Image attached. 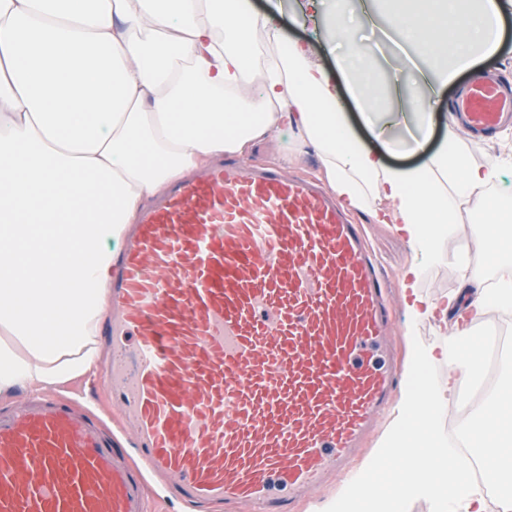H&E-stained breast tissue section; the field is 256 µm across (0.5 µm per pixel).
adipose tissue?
<instances>
[{
	"instance_id": "adipose-tissue-1",
	"label": "adipose tissue",
	"mask_w": 512,
	"mask_h": 512,
	"mask_svg": "<svg viewBox=\"0 0 512 512\" xmlns=\"http://www.w3.org/2000/svg\"><path fill=\"white\" fill-rule=\"evenodd\" d=\"M345 4H330L340 14L339 36L327 43L330 70L284 35L278 0L263 11L251 0H0V400L93 375L113 244L127 224L171 181L220 155L250 161L258 142L283 129L295 141L279 164L315 153L318 178L344 208L393 225L423 258L461 254L449 244L461 218L478 248L487 225L512 222V199L494 193L497 163L472 164L453 120L415 98L396 94V111L414 113L419 129L442 122L447 134L419 164H384L382 152L400 141L369 111L378 87L356 67L368 49L355 34L373 17ZM391 12L398 34L429 58L416 76L433 98L502 54L512 0H392ZM337 71L344 84L334 83ZM346 95L378 129L381 151L351 130ZM458 274L460 289L446 302H406L410 318L437 315L458 330L512 306L511 261L498 266L494 288L481 266L460 263ZM56 326L63 341L46 343ZM436 359L435 347L408 344L410 385L368 462L389 468L392 490L350 482L341 492L347 512L389 493L404 503L410 489L448 512H483L469 479L443 468L448 448L433 437L436 409L456 400L462 379L479 377L478 364L457 356L441 389L422 390L417 373ZM460 430L491 478L512 475L511 384ZM436 464L437 479L423 483Z\"/></svg>"
}]
</instances>
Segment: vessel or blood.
Masks as SVG:
<instances>
[{
  "label": "vessel or blood",
  "instance_id": "vessel-or-blood-1",
  "mask_svg": "<svg viewBox=\"0 0 512 512\" xmlns=\"http://www.w3.org/2000/svg\"><path fill=\"white\" fill-rule=\"evenodd\" d=\"M473 140L512 83L464 87ZM102 381L140 467L81 408L0 409V512H148L146 478L228 512H291L347 471L390 406L392 306L363 225L323 184L218 161L172 182L124 240Z\"/></svg>",
  "mask_w": 512,
  "mask_h": 512
}]
</instances>
